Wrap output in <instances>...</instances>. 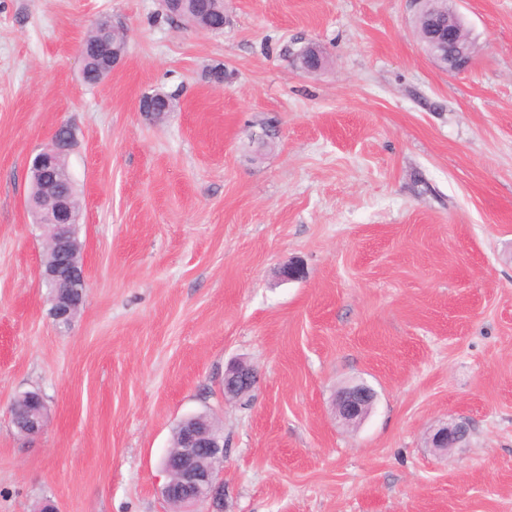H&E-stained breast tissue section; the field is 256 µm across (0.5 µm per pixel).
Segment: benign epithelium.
<instances>
[{
  "label": "benign epithelium",
  "mask_w": 512,
  "mask_h": 512,
  "mask_svg": "<svg viewBox=\"0 0 512 512\" xmlns=\"http://www.w3.org/2000/svg\"><path fill=\"white\" fill-rule=\"evenodd\" d=\"M427 25L429 34L423 45L430 56L443 63L450 72H459L471 65L474 54L469 42L461 35L464 23L453 7H448V21L434 15L427 19ZM70 142L67 126H59L32 159V167L40 177L54 173ZM32 215L35 223L48 226L52 234L51 259L42 267L44 282L85 293V271L77 253L72 251L73 229L78 224L72 196L51 192L41 200ZM82 303L81 299L61 294L55 300L52 316L56 322L68 325ZM256 383L257 371L247 364L238 363L224 374V394L240 397L251 391ZM375 399V392L364 384L344 387L334 399L336 416L347 425L357 423L371 412ZM33 402L35 410L23 430L27 438L39 436L46 424L43 397L39 395ZM182 427L180 448L163 459L168 480L162 494L167 499H178L185 512H195L193 506L205 503L220 488L218 476L224 460V436L211 432L201 418L185 417ZM469 432L470 427L465 422L441 427L432 437V447L444 452L464 442Z\"/></svg>",
  "instance_id": "1"
}]
</instances>
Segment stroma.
Here are the masks:
<instances>
[{
    "label": "stroma",
    "instance_id": "35a3bbf8",
    "mask_svg": "<svg viewBox=\"0 0 512 512\" xmlns=\"http://www.w3.org/2000/svg\"><path fill=\"white\" fill-rule=\"evenodd\" d=\"M454 7L476 53L451 73L414 0H224L220 34L158 0H0V512H174L161 460L199 412L224 435L212 512H512V0ZM103 16L127 52L91 86ZM157 90L180 106L155 122ZM63 124L89 283L66 327L26 208ZM236 362L260 377L230 399ZM355 383L376 400L349 427ZM103 39L104 36L93 26L81 43L85 52L83 78L86 83L91 85L99 83L103 67ZM375 399V392L364 384L344 387L334 399L336 416L347 425L357 423L371 412ZM470 432L466 422L454 423L450 426L439 428L432 437V447L439 451H447L464 442Z\"/></svg>",
    "mask_w": 512,
    "mask_h": 512
}]
</instances>
